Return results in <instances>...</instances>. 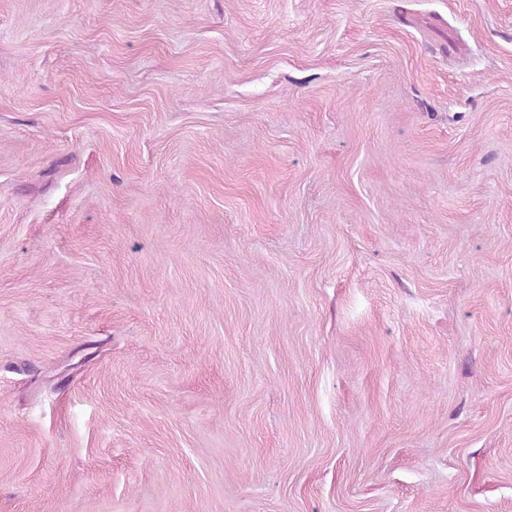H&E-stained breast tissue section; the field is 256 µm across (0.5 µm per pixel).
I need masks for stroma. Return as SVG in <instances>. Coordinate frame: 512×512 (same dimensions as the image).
I'll return each mask as SVG.
<instances>
[{
	"label": "stroma",
	"instance_id": "1",
	"mask_svg": "<svg viewBox=\"0 0 512 512\" xmlns=\"http://www.w3.org/2000/svg\"><path fill=\"white\" fill-rule=\"evenodd\" d=\"M0 512H512V0H0Z\"/></svg>",
	"mask_w": 512,
	"mask_h": 512
}]
</instances>
